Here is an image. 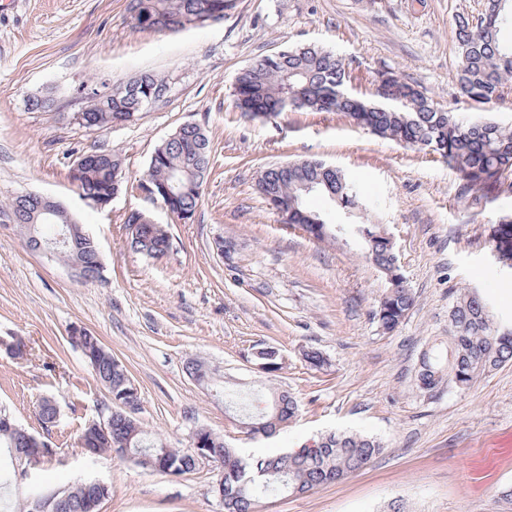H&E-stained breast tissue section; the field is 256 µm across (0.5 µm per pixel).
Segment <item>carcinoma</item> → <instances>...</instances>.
Segmentation results:
<instances>
[{
	"instance_id": "obj_1",
	"label": "carcinoma",
	"mask_w": 512,
	"mask_h": 512,
	"mask_svg": "<svg viewBox=\"0 0 512 512\" xmlns=\"http://www.w3.org/2000/svg\"><path fill=\"white\" fill-rule=\"evenodd\" d=\"M233 0H128L138 30L179 32L224 20ZM459 66L457 82L460 97L473 109L504 97L512 90V0H486L478 16L455 19ZM350 65L346 58L316 45L287 50L282 55H265L243 68L235 78L236 108L246 115L269 112L275 116L287 111L337 112L373 134L402 142L438 156L459 181L460 201L478 204L495 200L512 188V124L495 117L478 115L464 120L427 96L416 83L392 71L379 74L382 92L363 96L349 89ZM168 78L141 73L112 83V104L97 99V92L85 98L81 111L92 116L97 128H107L119 113L143 112L166 98ZM156 159L149 161L142 179L172 183L186 171L210 169L211 143L197 124H184L159 143ZM119 157L91 165L81 187L85 195L106 190L110 169ZM258 191L279 206L288 205L283 223L317 241L336 239V228L361 244V249L385 278L376 316L382 330L398 328L412 309L415 296L396 264L395 242L380 224L363 221L367 207L362 186L341 170L331 169L319 160L302 165L280 164L261 171ZM318 195L329 206L345 215L347 223L337 226L325 215L307 208L308 197ZM35 202L14 197L0 215L21 219L16 227L31 235L26 224ZM493 250L499 262L512 268V218L496 222ZM130 246L147 256H158L169 248L159 226L143 230L131 238ZM98 250L86 242L79 249L60 250L54 259L69 267L80 264L89 272ZM95 352L92 371L95 379L116 392L125 389L128 371L105 347L98 336H87ZM512 362V330L501 331L493 321L487 303L475 293H464L453 303L448 322V341L423 353L417 375L418 387L433 391L445 381L465 389L479 375ZM269 405L262 408L259 395H246L231 405L243 433L251 439L269 438L279 426H288L299 413L298 401L270 385L266 388ZM0 432V449L13 454L23 435ZM202 447L211 451L212 463L219 469L224 485V512H260L263 499L272 495H303L340 481L365 468L383 450V443L359 433H329L314 448H298L273 455L244 454L230 447L224 438L204 428ZM99 454L113 452L133 458L144 470L181 476L194 470L195 449L169 448L130 415H112L108 436L94 445ZM93 483H79L65 491L67 499L57 512H92Z\"/></svg>"
}]
</instances>
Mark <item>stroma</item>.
<instances>
[{"label":"stroma","mask_w":512,"mask_h":512,"mask_svg":"<svg viewBox=\"0 0 512 512\" xmlns=\"http://www.w3.org/2000/svg\"><path fill=\"white\" fill-rule=\"evenodd\" d=\"M485 0H235L223 21L179 33L139 31L127 0H12L0 9V201L38 192L62 202L98 241L101 279L77 281L68 266L32 251L0 219V409L43 433L55 454L18 480L14 512L73 483L101 481L100 512H224L218 471L200 461L174 477L126 457H85L77 435L112 403L69 341L73 328L99 336L127 368L140 396L133 416L168 447L190 448L196 428L235 448L276 454L351 430L381 438L384 452L347 480L300 497L270 499L264 512H512V363L467 390L420 389L421 354L446 338L455 292L468 288L512 327V272L491 250L493 221L512 211V192L487 204L458 200L459 183L426 152L382 139L333 112L288 111L251 120L233 105L236 74L264 55L301 44L338 50L351 86L370 92L378 71L418 82L437 102L467 111L456 82V16ZM167 76L166 103L97 131L74 122L82 91L142 72ZM53 93L57 112L29 97ZM208 134L211 171L185 223L153 213L171 235L168 253L130 249L125 218L145 208L120 192L105 208L80 199L70 181L77 158L118 155L127 180L141 177L156 145L181 125ZM320 158L359 180L393 237L416 303L384 332L375 317L386 287L377 268L342 242H317L283 224L257 192L269 166ZM286 358L277 387L293 394L298 418L268 439L241 433L223 397L198 385L186 365L204 361L237 391L265 383L254 348ZM323 354L311 367L308 351ZM54 399L55 422L40 405Z\"/></svg>","instance_id":"obj_1"}]
</instances>
